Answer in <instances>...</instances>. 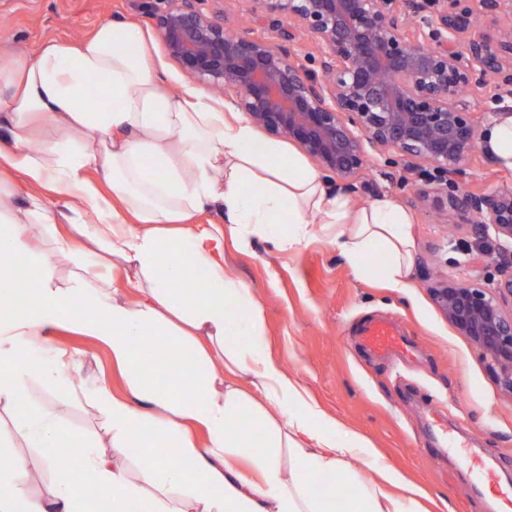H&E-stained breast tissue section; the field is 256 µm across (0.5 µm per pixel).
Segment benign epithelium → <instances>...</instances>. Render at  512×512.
Returning a JSON list of instances; mask_svg holds the SVG:
<instances>
[{
	"mask_svg": "<svg viewBox=\"0 0 512 512\" xmlns=\"http://www.w3.org/2000/svg\"><path fill=\"white\" fill-rule=\"evenodd\" d=\"M144 13L167 54L190 79L215 91L258 128L294 143L353 193L366 145L396 164L431 174L432 208L459 215L483 245L494 239L512 266V190H465L463 161L477 150L484 115L512 116V0H251L280 25V41L229 33L201 0H167ZM304 32L319 57L293 49ZM320 61V72L305 62ZM448 323L483 355L512 396V276L498 287L480 275L430 289Z\"/></svg>",
	"mask_w": 512,
	"mask_h": 512,
	"instance_id": "benign-epithelium-1",
	"label": "benign epithelium"
}]
</instances>
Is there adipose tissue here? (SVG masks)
Wrapping results in <instances>:
<instances>
[{"instance_id":"obj_1","label":"adipose tissue","mask_w":512,"mask_h":512,"mask_svg":"<svg viewBox=\"0 0 512 512\" xmlns=\"http://www.w3.org/2000/svg\"><path fill=\"white\" fill-rule=\"evenodd\" d=\"M213 206L232 234L252 229L282 251L321 231L356 270L381 249L391 287L410 286V213L389 200L352 209L279 143L227 122L223 102L190 84L170 90L138 25L105 22L81 47L51 40L32 56H0V262L19 282L0 293V405L46 467L64 444L82 471L60 470L43 498L28 494L23 461L0 468V512H91V482L110 490L109 512L138 501L149 512H416L420 489L394 468L363 475L354 462L372 465L371 442L343 429L273 357L262 309L215 257L221 234L188 230ZM60 222L92 245L65 287L52 257L31 247L35 227ZM188 273L191 287H180ZM64 325L105 345L127 380L125 397L97 389L112 456L63 440L57 421L29 407L28 378H73L75 362L38 353ZM163 357L190 389L145 374ZM231 374L247 375V387ZM132 448L135 483L125 466ZM321 478L332 490L319 489Z\"/></svg>"}]
</instances>
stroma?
I'll return each mask as SVG.
<instances>
[{"instance_id": "1", "label": "stroma", "mask_w": 512, "mask_h": 512, "mask_svg": "<svg viewBox=\"0 0 512 512\" xmlns=\"http://www.w3.org/2000/svg\"><path fill=\"white\" fill-rule=\"evenodd\" d=\"M203 7L223 13L236 29L274 34L271 20L256 13L251 0H205ZM106 21L140 26L167 84L177 90L186 83L140 0H0V54L31 55L47 39L82 45ZM391 159L387 151L369 149L362 178L374 190L350 194L349 200L358 208L388 199L413 214L416 251L409 295L389 288L380 273L381 251H374L357 273L318 233L289 251L257 235L225 234L224 270L251 288L265 316L270 349L288 374L344 428L368 437L379 464L401 469L425 489L422 512H496L493 493L480 491L465 454L478 449L496 490L512 492V396L501 392L479 350L449 325L430 296L432 276H468L466 250L474 237L469 225L459 224L454 240H447L424 195V177ZM465 168L468 190L512 189V169L483 151L470 155ZM374 318L399 323L415 343L417 358L387 360L363 349L359 329ZM46 339L75 355L83 380L101 379L110 393L127 394L110 351L93 337L62 327ZM27 392L31 407L59 421L64 434L88 436L99 451L111 453L112 436L95 413L91 392L36 377L28 380ZM436 410L448 429L444 442L430 429ZM0 442L35 476L30 495H49L56 472L44 467L42 449L27 447L16 432L15 416L5 410H0Z\"/></svg>"}]
</instances>
